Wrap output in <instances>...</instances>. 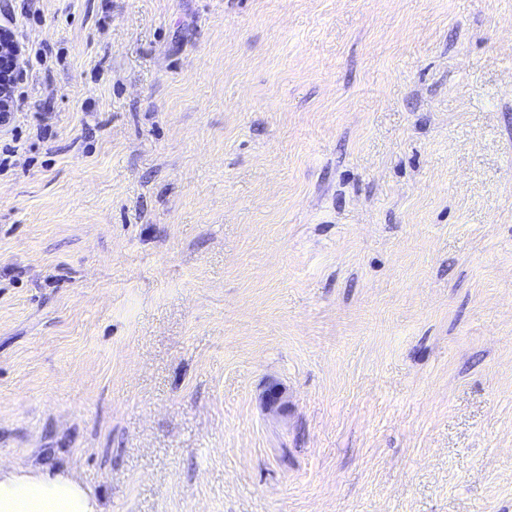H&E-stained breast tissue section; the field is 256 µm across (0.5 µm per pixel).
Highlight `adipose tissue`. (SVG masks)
Returning a JSON list of instances; mask_svg holds the SVG:
<instances>
[{"label": "adipose tissue", "mask_w": 512, "mask_h": 512, "mask_svg": "<svg viewBox=\"0 0 512 512\" xmlns=\"http://www.w3.org/2000/svg\"><path fill=\"white\" fill-rule=\"evenodd\" d=\"M0 512H104L75 475L47 467L0 466Z\"/></svg>", "instance_id": "ef3b65f1"}]
</instances>
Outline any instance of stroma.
<instances>
[{"label":"stroma","mask_w":512,"mask_h":512,"mask_svg":"<svg viewBox=\"0 0 512 512\" xmlns=\"http://www.w3.org/2000/svg\"><path fill=\"white\" fill-rule=\"evenodd\" d=\"M0 14V465L104 512H512V0ZM19 47L11 33L0 26V112H11L7 125L14 112L13 89L20 77Z\"/></svg>","instance_id":"1"}]
</instances>
